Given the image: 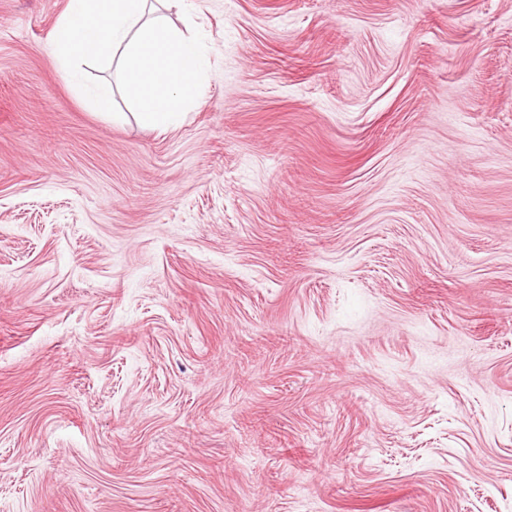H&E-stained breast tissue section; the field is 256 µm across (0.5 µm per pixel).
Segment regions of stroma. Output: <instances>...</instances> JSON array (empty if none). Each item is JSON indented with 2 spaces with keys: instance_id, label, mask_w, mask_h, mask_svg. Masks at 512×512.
Instances as JSON below:
<instances>
[{
  "instance_id": "obj_1",
  "label": "stroma",
  "mask_w": 512,
  "mask_h": 512,
  "mask_svg": "<svg viewBox=\"0 0 512 512\" xmlns=\"http://www.w3.org/2000/svg\"><path fill=\"white\" fill-rule=\"evenodd\" d=\"M0 0V512H512V0H184L178 127Z\"/></svg>"
}]
</instances>
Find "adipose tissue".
<instances>
[{"label": "adipose tissue", "mask_w": 512, "mask_h": 512, "mask_svg": "<svg viewBox=\"0 0 512 512\" xmlns=\"http://www.w3.org/2000/svg\"><path fill=\"white\" fill-rule=\"evenodd\" d=\"M172 0H69L52 39L53 56L90 108L111 113L122 90L145 127L176 126L198 96L206 62L198 40L166 22ZM114 65L117 83L85 85L88 71Z\"/></svg>", "instance_id": "ef3b65f1"}]
</instances>
